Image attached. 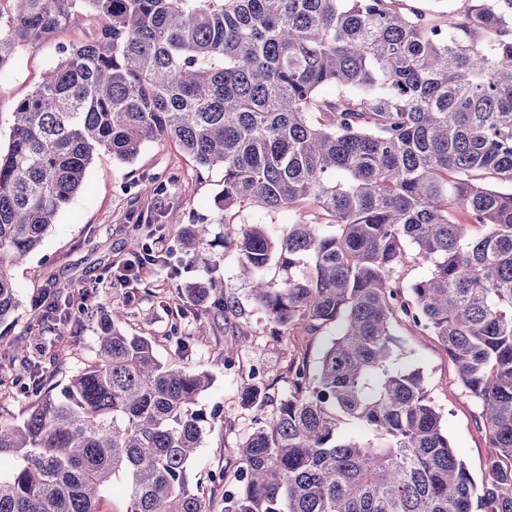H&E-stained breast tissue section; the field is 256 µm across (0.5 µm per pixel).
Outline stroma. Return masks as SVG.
<instances>
[{
    "label": "stroma",
    "mask_w": 512,
    "mask_h": 512,
    "mask_svg": "<svg viewBox=\"0 0 512 512\" xmlns=\"http://www.w3.org/2000/svg\"><path fill=\"white\" fill-rule=\"evenodd\" d=\"M94 35L90 25L73 24L49 42L24 48L15 60L0 68L1 150L8 147L17 102L56 64L60 47L90 40ZM152 178L168 183L163 203L170 212L162 230L166 263L149 268L141 281L125 282L121 274L129 258L127 245L138 233L130 201ZM223 187V170H197L192 160L171 144H149L130 163L99 154L81 190L49 227L41 247L13 269L19 306L10 320L0 324V364H7L14 345L27 344L29 358L41 363L47 385L55 387L93 359L99 317L106 307L118 303L130 305L127 331L152 337L157 358L164 363L173 361L175 349L164 337L171 315L144 298V283L168 278L177 285L211 277L221 280L232 315L217 323L202 307L182 324L189 336L185 363L212 378L201 399L208 416L203 442L190 468L192 482L206 491L221 472H234L237 445L266 424L279 401L292 392L291 361L301 356L317 361L332 339L331 329L311 335L299 325L277 335L271 333L264 314L251 299L250 280L242 274L234 252L224 247L223 226L212 221L215 199ZM205 219L211 223V244L204 251V261L198 262L182 252L179 237L185 225ZM48 291L65 295L85 291L89 298L78 319L56 321L54 332L46 334L41 344H28L26 332L34 302ZM242 330L248 332L247 340H240ZM393 334L402 364L421 371L424 387L442 414V425L456 454L475 478H482L490 450L476 424V399L458 385L455 367L436 337L421 335L405 321L394 324ZM228 347L236 351L230 364L222 356ZM251 382L265 388L269 396L265 407L243 404L241 389Z\"/></svg>",
    "instance_id": "35a3bbf8"
}]
</instances>
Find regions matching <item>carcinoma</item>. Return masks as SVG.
Masks as SVG:
<instances>
[{
	"instance_id": "carcinoma-1",
	"label": "carcinoma",
	"mask_w": 512,
	"mask_h": 512,
	"mask_svg": "<svg viewBox=\"0 0 512 512\" xmlns=\"http://www.w3.org/2000/svg\"><path fill=\"white\" fill-rule=\"evenodd\" d=\"M403 2L0 0V67L71 24L97 29L60 48L0 151V322L18 308L12 268L95 156L131 162L165 142L224 171L214 221L272 332L335 330L316 366L293 364L294 391L242 443L219 500L189 476L211 378L128 335V304L100 316L94 359L58 390L14 347L5 378L34 401L0 418V460L13 461L0 512H512V0H449V25ZM305 203L315 218L277 240L231 217ZM459 211L485 232L468 236ZM208 234L184 227L183 252L202 254ZM409 245L431 271L406 295L393 272ZM129 253L130 275L165 263L138 237ZM221 288H182L181 317L209 301L226 315ZM403 319L439 340L480 404L479 481L420 371L400 363ZM48 329L34 314L29 341ZM243 396L268 400L255 384ZM344 417L373 438L339 435Z\"/></svg>"
}]
</instances>
